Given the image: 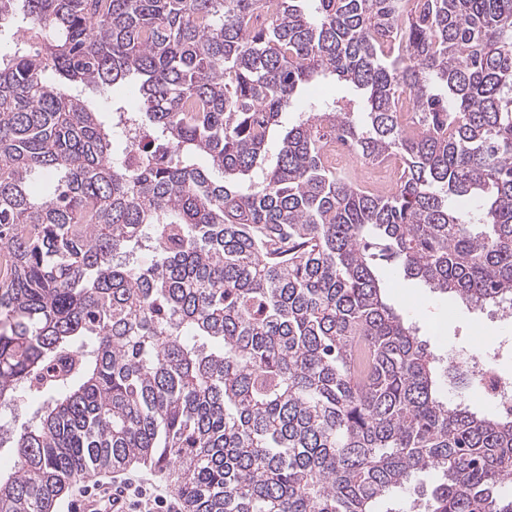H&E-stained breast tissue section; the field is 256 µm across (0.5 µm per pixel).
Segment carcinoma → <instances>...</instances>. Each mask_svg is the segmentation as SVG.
Masks as SVG:
<instances>
[{"mask_svg":"<svg viewBox=\"0 0 512 512\" xmlns=\"http://www.w3.org/2000/svg\"><path fill=\"white\" fill-rule=\"evenodd\" d=\"M4 36L0 408L40 403L0 512L133 464L187 512H401L430 471L424 512H512V417L445 399L374 264L512 303V0H0ZM326 76L363 105L284 128Z\"/></svg>","mask_w":512,"mask_h":512,"instance_id":"cac0c4a2","label":"carcinoma"}]
</instances>
